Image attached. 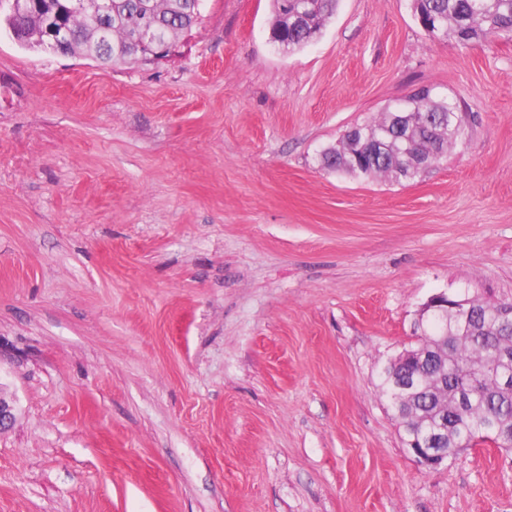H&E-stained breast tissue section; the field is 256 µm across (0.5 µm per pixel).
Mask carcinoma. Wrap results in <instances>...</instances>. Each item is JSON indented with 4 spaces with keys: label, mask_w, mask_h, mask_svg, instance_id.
I'll return each instance as SVG.
<instances>
[{
    "label": "carcinoma",
    "mask_w": 512,
    "mask_h": 512,
    "mask_svg": "<svg viewBox=\"0 0 512 512\" xmlns=\"http://www.w3.org/2000/svg\"><path fill=\"white\" fill-rule=\"evenodd\" d=\"M202 0H112L108 39L100 37L94 20L84 14L63 12L60 20L70 32L60 46L65 54L83 53L102 64L112 63L121 52V62L144 61L146 54L128 50V43L142 28L150 29L162 42H171L184 28L196 23ZM339 0H272L275 40L284 52L293 53L317 39L336 12ZM419 13L438 20L442 37L458 44L491 45L512 40V0H419ZM407 111L429 112L428 127L390 121L385 116L357 126L319 154L321 167L332 173L354 177H380L398 183L411 182L427 173L448 149L468 136L462 119L453 124L446 113L458 112L459 104L436 97L421 88L405 99ZM504 304L476 302L472 306L471 334L474 342L462 343L445 334L444 324L434 321L425 332L448 348V407L436 402L426 386L432 373L429 363L413 356L395 374L380 372L378 390L395 412L403 435H423L440 421L448 437L437 448L452 456L478 441L491 440L512 454V319L502 314ZM495 349H506L509 357L499 360ZM409 377L416 387L404 400L395 399L396 379Z\"/></svg>",
    "instance_id": "1"
}]
</instances>
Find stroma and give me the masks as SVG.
<instances>
[{
    "label": "stroma",
    "mask_w": 512,
    "mask_h": 512,
    "mask_svg": "<svg viewBox=\"0 0 512 512\" xmlns=\"http://www.w3.org/2000/svg\"><path fill=\"white\" fill-rule=\"evenodd\" d=\"M271 21L203 0L105 67L0 13V512H512V458L422 468L377 390L431 296L512 302V40H430L411 0L293 54ZM422 86L465 143L402 185L320 169Z\"/></svg>",
    "instance_id": "obj_1"
}]
</instances>
